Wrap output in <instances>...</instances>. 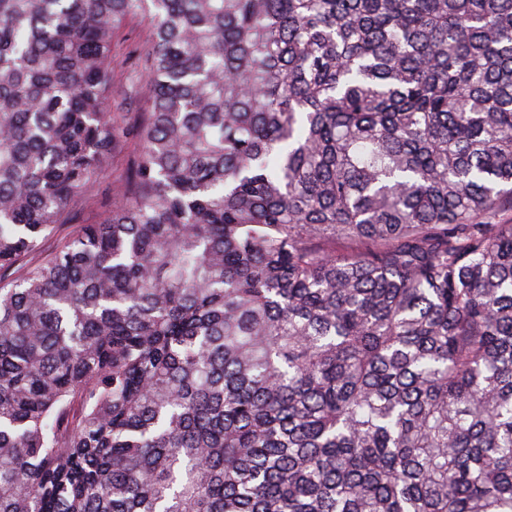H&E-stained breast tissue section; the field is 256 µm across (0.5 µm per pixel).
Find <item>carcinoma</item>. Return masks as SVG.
Segmentation results:
<instances>
[{"mask_svg":"<svg viewBox=\"0 0 512 512\" xmlns=\"http://www.w3.org/2000/svg\"><path fill=\"white\" fill-rule=\"evenodd\" d=\"M0 512H512V0H0ZM149 31L139 17L129 18L112 38V85L109 96L114 120L126 134L108 155L104 175L86 184L62 214L51 235L28 259L39 261L68 240L84 224L102 223L112 210V189L127 178L138 152L136 131L149 111L145 77L134 72L145 48Z\"/></svg>","mask_w":512,"mask_h":512,"instance_id":"obj_1","label":"carcinoma"}]
</instances>
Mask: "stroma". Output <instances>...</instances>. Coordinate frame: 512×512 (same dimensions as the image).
Here are the masks:
<instances>
[{"mask_svg": "<svg viewBox=\"0 0 512 512\" xmlns=\"http://www.w3.org/2000/svg\"><path fill=\"white\" fill-rule=\"evenodd\" d=\"M149 31L137 17L129 18L112 38V85L109 90L114 119L125 135L108 155L103 176L86 184L62 214L51 235L32 253L38 261L57 249L85 224L102 223L109 215L112 190L127 178L138 152L136 131L150 107L145 77L135 67Z\"/></svg>", "mask_w": 512, "mask_h": 512, "instance_id": "1", "label": "stroma"}]
</instances>
